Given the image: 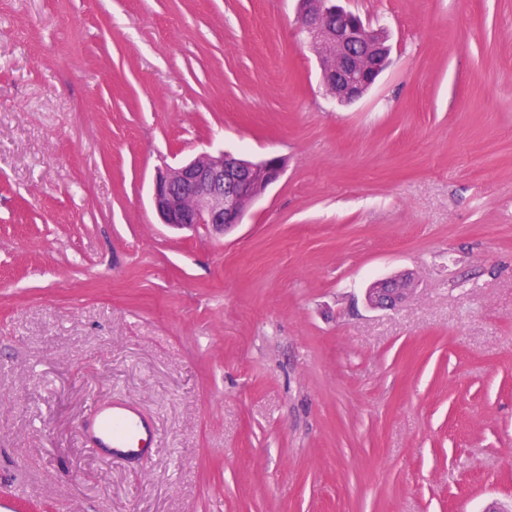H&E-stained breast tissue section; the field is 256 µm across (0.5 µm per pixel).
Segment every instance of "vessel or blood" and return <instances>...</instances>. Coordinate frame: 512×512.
<instances>
[{"label":"vessel or blood","instance_id":"vessel-or-blood-1","mask_svg":"<svg viewBox=\"0 0 512 512\" xmlns=\"http://www.w3.org/2000/svg\"><path fill=\"white\" fill-rule=\"evenodd\" d=\"M83 433L95 453L122 461L141 457L156 440L154 423L126 402L94 406Z\"/></svg>","mask_w":512,"mask_h":512}]
</instances>
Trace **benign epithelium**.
<instances>
[{"mask_svg":"<svg viewBox=\"0 0 512 512\" xmlns=\"http://www.w3.org/2000/svg\"><path fill=\"white\" fill-rule=\"evenodd\" d=\"M297 22L316 49L321 83L341 103L361 98L389 63L391 46L385 29L369 22L337 0H298ZM286 159L272 155L250 160L229 151L203 153L158 171L152 206L162 224L176 230L199 225L224 237L243 223L249 207L283 175ZM413 279L399 274L375 281L366 299L374 309L403 301Z\"/></svg>","mask_w":512,"mask_h":512,"instance_id":"benign-epithelium-1","label":"benign epithelium"}]
</instances>
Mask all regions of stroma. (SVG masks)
Here are the masks:
<instances>
[{
  "label": "stroma",
  "mask_w": 512,
  "mask_h": 512,
  "mask_svg": "<svg viewBox=\"0 0 512 512\" xmlns=\"http://www.w3.org/2000/svg\"><path fill=\"white\" fill-rule=\"evenodd\" d=\"M296 6L0 0L17 512L512 505V0H346L392 46L349 104ZM222 149L287 166L226 238L160 224L157 170ZM111 400L158 424L135 463L81 437ZM413 288V279L399 274L375 281L367 291L366 299L374 309H388L403 301Z\"/></svg>",
  "instance_id": "stroma-1"
}]
</instances>
